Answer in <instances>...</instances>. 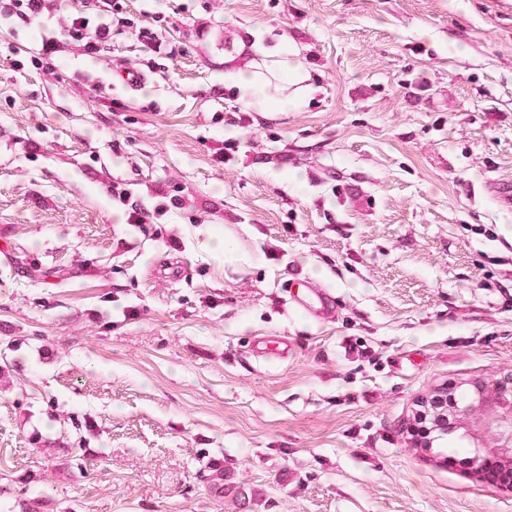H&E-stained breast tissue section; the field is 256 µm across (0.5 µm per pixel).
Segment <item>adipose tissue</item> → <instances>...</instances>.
I'll return each mask as SVG.
<instances>
[{"instance_id": "adipose-tissue-1", "label": "adipose tissue", "mask_w": 512, "mask_h": 512, "mask_svg": "<svg viewBox=\"0 0 512 512\" xmlns=\"http://www.w3.org/2000/svg\"><path fill=\"white\" fill-rule=\"evenodd\" d=\"M309 74L294 48L261 53L245 69L226 66L224 86L260 112H288L309 93Z\"/></svg>"}]
</instances>
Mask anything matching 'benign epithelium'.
<instances>
[{
  "label": "benign epithelium",
  "instance_id": "benign-epithelium-1",
  "mask_svg": "<svg viewBox=\"0 0 512 512\" xmlns=\"http://www.w3.org/2000/svg\"><path fill=\"white\" fill-rule=\"evenodd\" d=\"M486 413L495 425L498 436L497 456H480L467 461L468 470L483 484L502 491H512V469L503 467L501 454L512 456V372H506L487 383L477 381L472 396L448 406V415L462 424L476 413ZM444 414L425 408L409 426L410 433L425 438L442 424Z\"/></svg>",
  "mask_w": 512,
  "mask_h": 512
}]
</instances>
